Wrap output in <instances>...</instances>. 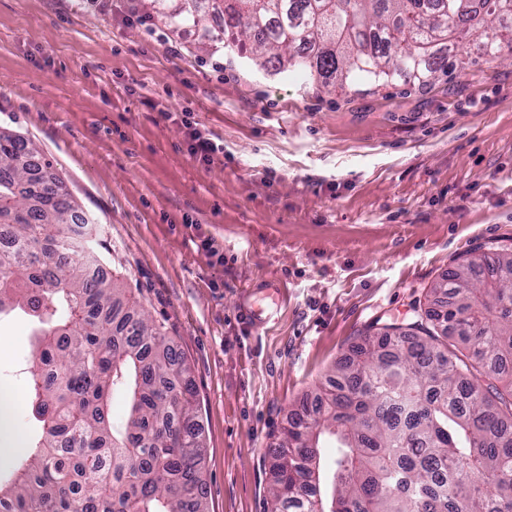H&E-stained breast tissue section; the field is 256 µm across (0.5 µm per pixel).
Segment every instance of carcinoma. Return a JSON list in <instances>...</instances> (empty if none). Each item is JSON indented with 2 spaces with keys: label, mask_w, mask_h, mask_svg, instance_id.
<instances>
[{
  "label": "carcinoma",
  "mask_w": 512,
  "mask_h": 512,
  "mask_svg": "<svg viewBox=\"0 0 512 512\" xmlns=\"http://www.w3.org/2000/svg\"><path fill=\"white\" fill-rule=\"evenodd\" d=\"M223 33L324 87L430 86L463 37L512 51V0H224ZM85 223L31 141L0 130V314L26 313L37 336V427L0 512H209L190 367L115 280L84 277L75 256L99 261ZM429 295L415 322L363 333L312 412L290 415L271 512H512V249L466 255Z\"/></svg>",
  "instance_id": "obj_1"
}]
</instances>
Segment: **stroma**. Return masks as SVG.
Listing matches in <instances>:
<instances>
[{
  "mask_svg": "<svg viewBox=\"0 0 512 512\" xmlns=\"http://www.w3.org/2000/svg\"><path fill=\"white\" fill-rule=\"evenodd\" d=\"M188 3L0 0V129L39 147L95 220L105 273L175 336L209 512H267L275 436L358 335L408 320L464 252L512 246V54L464 41L431 86L341 92L233 54L207 0L173 25ZM186 110L224 145L210 164L172 119ZM32 329L0 317L14 394Z\"/></svg>",
  "mask_w": 512,
  "mask_h": 512,
  "instance_id": "stroma-1",
  "label": "stroma"
}]
</instances>
